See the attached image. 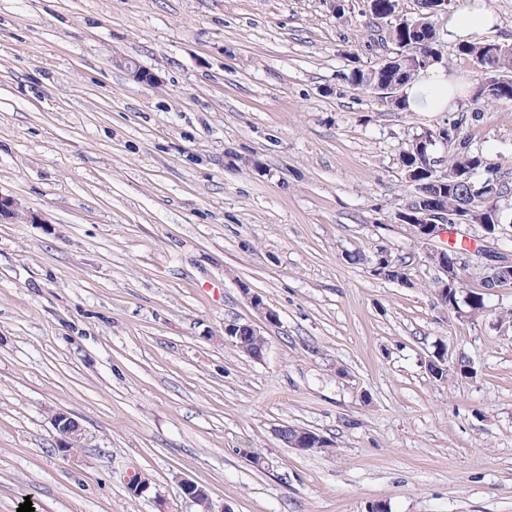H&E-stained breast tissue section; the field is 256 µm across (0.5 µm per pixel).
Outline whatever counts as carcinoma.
Here are the masks:
<instances>
[{"label":"carcinoma","mask_w":512,"mask_h":512,"mask_svg":"<svg viewBox=\"0 0 512 512\" xmlns=\"http://www.w3.org/2000/svg\"><path fill=\"white\" fill-rule=\"evenodd\" d=\"M391 37L402 54L394 65L382 63L373 68L374 82H367L368 73L353 70L347 76L349 82L362 89L374 90L375 82L386 86H404L415 80L422 72L437 60L438 41L431 28L426 13L406 19L395 27ZM461 52L477 61L482 69L483 78L475 91L473 103L491 100L512 102V46L495 43H473L461 45ZM462 121L454 122V131L448 134L444 147L448 151V163L445 166L448 178L436 180L431 174L433 146L415 138L401 156L402 166L414 184L415 195L412 205L418 206L431 196L448 214V223L463 206L468 196L474 194L490 204L496 198L503 197L506 187L492 180L475 178L480 172L499 168L497 163L479 151L471 149L463 136Z\"/></svg>","instance_id":"1"}]
</instances>
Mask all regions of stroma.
<instances>
[{"mask_svg": "<svg viewBox=\"0 0 512 512\" xmlns=\"http://www.w3.org/2000/svg\"><path fill=\"white\" fill-rule=\"evenodd\" d=\"M465 4L429 18L465 94L413 112L345 76L392 57L419 0H0V512H200L185 480L215 512H512V289L459 318L425 255L447 242L395 217L401 154L460 117L512 202V103L468 118ZM455 231L478 287L476 248L512 251V223ZM381 248L408 283L350 260ZM232 321L262 359L225 342ZM437 352L475 377L435 379ZM291 425L328 449L288 448ZM246 328L253 332L256 336H244L242 335L243 329ZM243 336V337H242ZM262 336L260 331L252 323L238 324L236 322L228 323L224 326V340L231 344H236L238 339H241L240 344L245 348L248 354H262L265 350L264 341L257 337ZM54 426L59 434L58 448L67 452V448H84L83 431L79 424L66 412H58L54 416Z\"/></svg>", "mask_w": 512, "mask_h": 512, "instance_id": "stroma-1", "label": "stroma"}]
</instances>
